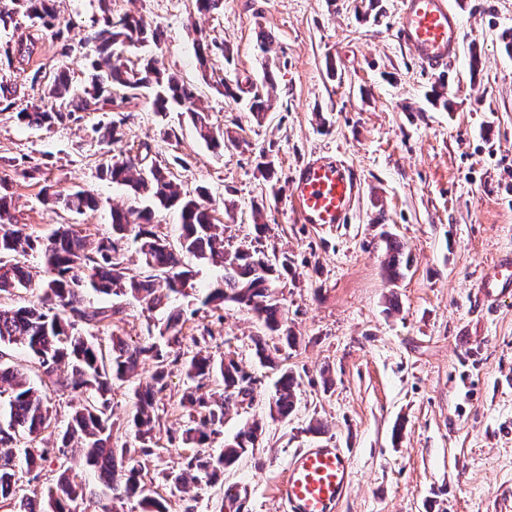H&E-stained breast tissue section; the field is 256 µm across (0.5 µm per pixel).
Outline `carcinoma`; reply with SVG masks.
Segmentation results:
<instances>
[{
  "mask_svg": "<svg viewBox=\"0 0 512 512\" xmlns=\"http://www.w3.org/2000/svg\"><path fill=\"white\" fill-rule=\"evenodd\" d=\"M0 5V25L14 22L22 15L32 25L50 36L67 58L79 53L90 62V73L81 88L72 86L65 71L45 87L40 103L28 105L16 118L29 126L52 127L75 118L78 112L109 109L120 115L93 127L100 142L112 145L121 141V127L130 118L124 113L132 99L147 93L155 112L164 114L173 107L189 115L199 135L216 153L240 142L217 131L209 115L197 105L195 93L173 74L166 72L156 58H143L128 64L123 51L146 42L161 44L164 31L142 14L112 15V0H97V10L86 21H61L55 0H9ZM79 28L83 37L74 40L71 30ZM196 57L201 66L220 53L231 56L228 46L199 35L195 39ZM38 40L20 37L0 45V72L19 71L28 65ZM16 87L0 78V106H15ZM267 82L252 88L249 111L261 121L267 111ZM183 166L176 156L167 163H145L141 154L122 155L100 168V177L129 188L136 197L144 196L151 208L112 209V236L91 243L73 224H60L47 234L32 230L28 224L14 222L12 197L6 180L0 178V294L13 295L31 286L30 273L21 257L39 252L45 261L43 295L39 303L17 306L0 302V504H16V512H77L87 496L86 484L74 469H92L118 501L134 499L140 512H169L166 499L146 481L141 456L152 454L156 409L168 383L167 354L154 343L130 344L116 334L109 336L111 348L103 353L102 339L78 331L85 326L96 330L112 329L114 318L124 312L123 301L132 299L149 311L170 309L165 319L154 323L167 346L182 343L179 321L181 312L170 308L171 299L193 287L194 271L186 262L193 258L224 269L217 286L206 289L201 304L221 310L232 304L252 314L277 337L270 345L255 343L259 362L278 371L270 395V410L286 418L295 410L298 379L291 369L279 367L278 355L294 338L288 334L274 280L288 272V256H269L260 249L230 250L224 243V225L217 223L211 208L208 188L197 186L183 192L173 180L172 169ZM44 200L61 203L77 214L93 211L96 198L84 189L62 195L44 189ZM175 207L181 225L176 243L158 233L154 212ZM137 245L143 267L139 279L127 278L125 260L128 241ZM388 255L385 271L391 282L402 276L404 245L386 234L382 237ZM93 291L112 298L100 307L85 304V294ZM207 337L194 340L195 350L176 353L173 363L183 365L187 388L181 403L188 409V422L178 436L180 444L198 452L184 458L182 465L169 471L164 479L170 490L187 493L190 486L223 483L224 472L253 452L262 434L259 421L245 424L217 454L205 453L221 435L229 408L241 400L253 398L261 380L247 372L230 355L217 360L205 345ZM20 345L32 354L42 369V381L71 393L75 406L56 449L65 457L58 476L39 499L17 498L15 458H24L33 469L47 460L50 449L40 447L52 421L48 400L35 388L25 372L6 362L10 349ZM153 359L156 369L151 379L133 391V410L127 427L136 448L112 447L114 429L112 383L125 381L141 362ZM66 365V376L58 374ZM224 383V395L217 398L203 389L216 379ZM79 455L68 457V449Z\"/></svg>",
  "mask_w": 512,
  "mask_h": 512,
  "instance_id": "carcinoma-1",
  "label": "carcinoma"
}]
</instances>
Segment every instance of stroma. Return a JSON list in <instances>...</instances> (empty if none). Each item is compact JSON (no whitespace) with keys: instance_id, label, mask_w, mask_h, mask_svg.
I'll return each instance as SVG.
<instances>
[{"instance_id":"stroma-1","label":"stroma","mask_w":512,"mask_h":512,"mask_svg":"<svg viewBox=\"0 0 512 512\" xmlns=\"http://www.w3.org/2000/svg\"><path fill=\"white\" fill-rule=\"evenodd\" d=\"M467 32L444 76L421 70L394 37L400 0H224L201 15L194 0H112L116 14L140 13L161 25L160 45L141 47L192 86L213 126L243 139L214 153L179 112L158 116L149 96L132 105L119 150L150 146L157 162L178 156L185 190L206 185L230 248L259 246L287 254L292 270L276 283L295 344L284 366L300 374L294 413L269 416L273 373L254 357L262 333L251 315L229 305L202 306L200 289L219 268L196 266L194 287L179 297L185 349L210 335L215 356L235 360L262 380L252 404L224 420V438L264 419L260 448L224 474L223 484L196 490L195 512H226L227 492L243 512H280L275 486L289 455L310 446V428L352 454L354 487L340 512H512V292L496 311L475 286L486 264L512 248V0H452ZM230 46L200 68L193 26ZM272 73V107L263 122L247 109L246 90ZM16 109L0 112V177L13 194L18 223L49 232L79 225L91 238L112 233L113 207L134 205L125 186L99 177L106 153L93 132L100 112L52 128L20 124L17 108L38 101L41 87L11 74ZM239 85L225 97L221 81ZM444 84L447 105L429 94ZM175 126L177 137L164 130ZM333 151L360 175L363 193L350 223L315 229L297 222L287 181L303 157ZM267 154L275 175L256 163ZM81 188L99 201L78 215L44 203L42 189ZM268 231L256 237L253 206ZM394 235L410 263L389 282L382 233ZM155 370L143 362L114 383L113 446L125 429L132 390ZM184 375L171 366L159 405L156 448L143 463L155 490L169 497L166 472L187 448L174 442L188 416L180 399Z\"/></svg>"}]
</instances>
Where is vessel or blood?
Wrapping results in <instances>:
<instances>
[{"label": "vessel or blood", "instance_id": "vessel-or-blood-1", "mask_svg": "<svg viewBox=\"0 0 512 512\" xmlns=\"http://www.w3.org/2000/svg\"><path fill=\"white\" fill-rule=\"evenodd\" d=\"M395 36L426 72L446 71L464 41V24L451 0H401ZM299 223L314 228L348 223L363 187L358 173L333 153L300 161L288 184ZM512 289V252L500 254L483 274L478 291L489 307ZM352 459L334 440L290 455L276 497L287 512H339L352 490Z\"/></svg>", "mask_w": 512, "mask_h": 512}]
</instances>
